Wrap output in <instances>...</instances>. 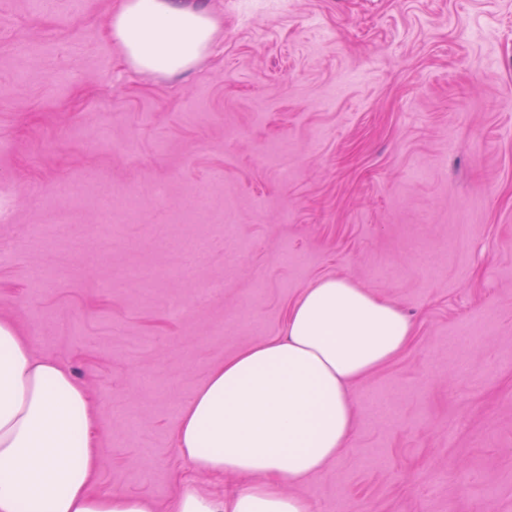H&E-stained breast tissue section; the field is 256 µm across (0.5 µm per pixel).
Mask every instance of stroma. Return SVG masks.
I'll return each instance as SVG.
<instances>
[{
    "mask_svg": "<svg viewBox=\"0 0 512 512\" xmlns=\"http://www.w3.org/2000/svg\"><path fill=\"white\" fill-rule=\"evenodd\" d=\"M31 2L0 0V318L87 388L94 491L174 512L186 480L246 490L188 470L179 410L336 277L414 335L291 493L512 512V0H198L215 41L169 75L112 43L121 0ZM104 185L139 202L109 242Z\"/></svg>",
    "mask_w": 512,
    "mask_h": 512,
    "instance_id": "obj_1",
    "label": "stroma"
}]
</instances>
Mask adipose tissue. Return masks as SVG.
Masks as SVG:
<instances>
[{
    "mask_svg": "<svg viewBox=\"0 0 512 512\" xmlns=\"http://www.w3.org/2000/svg\"><path fill=\"white\" fill-rule=\"evenodd\" d=\"M110 37L131 68L174 74L215 40L206 8L188 0H123ZM396 306L350 281L317 280L288 308L281 335L214 368L180 411L174 440L183 462L249 486L216 495L181 485L177 512H308L284 492L336 459L355 421L349 387L410 343ZM88 393L70 368L36 357L0 319V512H153L143 498L97 493Z\"/></svg>",
    "mask_w": 512,
    "mask_h": 512,
    "instance_id": "obj_1",
    "label": "adipose tissue"
}]
</instances>
